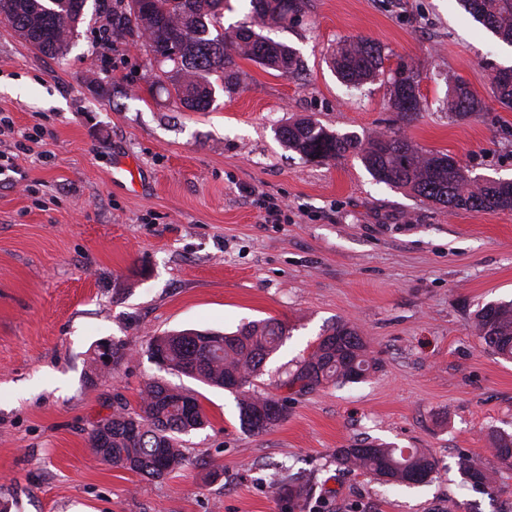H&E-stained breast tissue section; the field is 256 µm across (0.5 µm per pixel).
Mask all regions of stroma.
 Segmentation results:
<instances>
[{
	"mask_svg": "<svg viewBox=\"0 0 512 512\" xmlns=\"http://www.w3.org/2000/svg\"><path fill=\"white\" fill-rule=\"evenodd\" d=\"M115 0H85L62 55L0 23V503L10 512H292L270 484L304 476V512H512V468L492 437L512 434V361L481 344L475 312L512 300V212L449 213L378 182L353 154L309 160L279 127L312 118L339 134L398 132L454 158L468 178L512 181V109L494 89L512 45L459 0H309L263 33L297 54L283 75L237 59L203 112L153 87L141 39L114 36ZM374 40V81L347 86L336 47ZM408 68L422 110L396 122L389 79ZM457 77L484 103L448 110ZM127 160L135 191L113 183ZM282 209L280 223L265 206ZM276 318L286 339L248 389L287 399L284 420L252 435L236 395L160 370L152 337L233 332ZM337 323L365 336L376 367L302 395L284 382ZM124 346L96 368L99 343ZM153 378L193 390L207 425L161 479L103 463L88 434L117 403L138 409ZM420 448L431 479L390 486L340 469L360 442ZM469 453L496 475L482 495L458 470Z\"/></svg>",
	"mask_w": 512,
	"mask_h": 512,
	"instance_id": "1",
	"label": "stroma"
}]
</instances>
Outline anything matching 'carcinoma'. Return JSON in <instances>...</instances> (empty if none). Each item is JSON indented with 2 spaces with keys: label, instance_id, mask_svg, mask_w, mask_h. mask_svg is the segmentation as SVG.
<instances>
[{
  "label": "carcinoma",
  "instance_id": "obj_1",
  "mask_svg": "<svg viewBox=\"0 0 512 512\" xmlns=\"http://www.w3.org/2000/svg\"><path fill=\"white\" fill-rule=\"evenodd\" d=\"M463 8L502 41L512 45V0H459ZM84 0H0V19L8 22L27 43L45 54H57L74 32ZM112 11V32L136 35L156 56L172 63V69L155 76L156 84L173 86L182 107L204 111L215 93L211 77L229 82L234 78L235 58L255 61L268 69L288 74L298 64L286 45L263 37L260 24L285 26L305 12L307 0H250L245 22L237 25L230 40L212 34L223 0H118ZM381 47L368 40H353L336 48L333 67L347 83L360 85L382 70ZM390 108L398 120L411 123L420 111L418 83L403 68L392 76ZM499 101L512 106V68L496 78ZM482 102L461 81L454 82L448 111L467 116L480 111ZM280 141L309 159L336 160L348 153L359 156L373 177L403 188L448 212L466 210L512 211V181L472 183L453 158L445 153H421L413 142L395 132L363 140L356 135L335 134L318 121L303 118L280 127ZM478 337L493 354L512 360V302L487 304L476 311ZM285 335L284 325L269 319L251 323L232 333L186 330L156 336L148 344L149 355L163 356L165 370L180 372L216 388L238 394L241 428L262 434L285 418L287 400L256 397L245 391L250 379L260 374ZM374 363L368 344L358 330L345 323L322 335L315 350L296 367L290 380L300 390L356 382ZM206 414L196 394L176 389L159 379L146 383L141 405L123 409L89 433L97 457L114 466L150 478H162L184 463L180 435L202 428ZM493 447L503 464L512 466V435L499 434ZM336 462L360 469L388 485H414L435 472L434 460L420 448H395L386 444H353L336 449ZM457 465L464 478L490 496L496 478L465 452ZM292 507L302 506L309 495L297 479L286 485L272 484Z\"/></svg>",
  "mask_w": 512,
  "mask_h": 512
}]
</instances>
